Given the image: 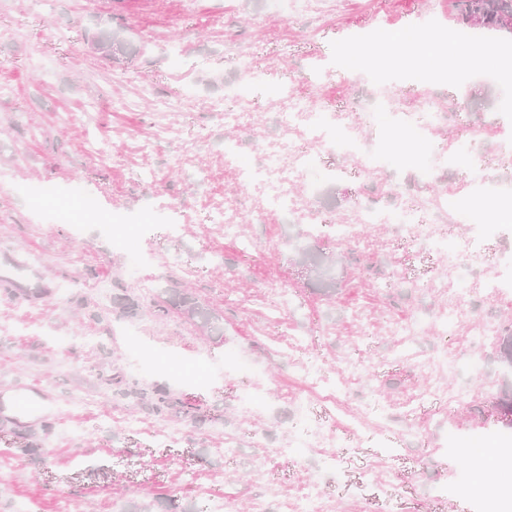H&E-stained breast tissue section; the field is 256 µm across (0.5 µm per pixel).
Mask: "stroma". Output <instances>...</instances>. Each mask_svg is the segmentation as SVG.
Listing matches in <instances>:
<instances>
[{
  "label": "stroma",
  "instance_id": "obj_1",
  "mask_svg": "<svg viewBox=\"0 0 512 512\" xmlns=\"http://www.w3.org/2000/svg\"><path fill=\"white\" fill-rule=\"evenodd\" d=\"M430 17L447 30L458 27L453 0H296L284 11L274 0H0V83L11 86L0 101V501L32 503L38 512H127L137 497L165 512L157 497L187 507L198 503L200 490L211 488L225 493L231 512H250L256 468L271 474L276 487L302 484L310 472L289 458H263L242 448L234 462H225V427L279 435L301 393L287 364L273 363L274 408L246 412L236 400L234 378L224 374V358L245 349L264 362L269 350L288 352L293 337L309 330L316 333L323 367L354 355L373 364L374 377L353 389V409L380 397L399 410L425 387L409 362H391L397 338L388 318L436 310L439 298L409 288L383 293L369 287L361 271L372 262L386 275L404 264L390 226L362 231L356 242H334L283 216L257 223L218 149L228 135L249 147L277 133L278 96L264 91L259 109L233 129L217 119L211 101L236 80L225 61L232 46H251L266 69L291 67L299 90L319 98L322 90L307 85L311 73L340 66L342 48L365 54L358 34H401ZM103 25L123 29L129 54L109 58L93 50L91 38ZM413 68L404 55L394 62L393 79L403 91L393 109L422 111L423 93H434L448 103L451 118L434 130L432 141L459 142L460 129L471 124L485 128V152L495 156L487 127L512 117V102L500 87L479 78L462 88L452 82L416 85ZM145 84L178 99L167 114L173 127L188 138L204 136L195 164L211 170L208 185L168 171L167 146L139 152L155 121L151 104L139 99ZM188 89L195 96L182 101ZM117 98L136 101L135 111H114ZM65 112L76 116L67 126L60 121ZM100 138L110 153L89 154L88 143ZM144 167L158 170L160 179L140 182L136 174ZM359 191L347 178L331 180L313 206L350 222ZM212 199L238 204L239 232L258 243V254L240 257L220 227L208 224L205 207ZM174 203L190 220L172 236L167 226ZM295 239L335 262V294L314 290L313 272L294 259ZM134 252L143 257L135 268L129 265ZM75 274L82 286L72 294L66 286ZM142 278L160 288H194L201 302L223 311V336H204L176 312L156 316L155 296L137 286ZM118 282L127 285L137 315L113 308ZM267 283L292 293L283 326H275L272 312L257 299ZM477 329L462 324L450 341L472 393L440 411L464 438L500 430L495 405L512 389V369L500 362L496 340H478ZM116 366L142 387L167 386L189 408V415L175 419L182 429L178 438L159 440L166 419L113 394ZM78 393L91 405L71 403L70 395ZM19 394L27 401L22 412L11 405ZM131 414L140 417L144 435L124 434ZM376 460V449L360 447L326 475L336 512H405L412 499L417 512H478L475 500L458 491L464 481H491L512 492L503 469L426 442L388 459L372 483L360 484L359 473L376 467ZM187 469L198 472L197 489L184 487ZM442 482L447 495L426 494L428 485Z\"/></svg>",
  "mask_w": 512,
  "mask_h": 512
}]
</instances>
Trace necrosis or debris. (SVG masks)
Returning a JSON list of instances; mask_svg holds the SVG:
<instances>
[{"mask_svg":"<svg viewBox=\"0 0 512 512\" xmlns=\"http://www.w3.org/2000/svg\"><path fill=\"white\" fill-rule=\"evenodd\" d=\"M228 61L238 72L234 87L222 99L214 101L212 111L218 112L225 126H239L250 111L258 107L256 93L270 83L269 76L255 66L245 48L229 56ZM281 107L277 114L282 135L259 140L254 145L260 156L259 164L239 165L237 143L224 144V162L237 165L242 185L252 205L255 217H265L279 210L310 226L319 237L336 242L358 239L361 225H394L395 245L409 258L431 260L440 267L432 278L412 277L407 267H399L379 281L381 290L413 288L441 296L443 305L432 319L421 314L393 315L389 329L398 336H418L432 326L441 335H449L460 324L470 321L473 310L469 297L479 288L495 296L512 294V249L490 255L489 243L512 235L508 224L475 223L472 233L464 238L455 235L453 217L462 201H469L473 210H481L490 202L512 200V140L500 149L497 162H490L482 148L480 129L465 130L467 145L450 148L430 145L431 155H439V163L430 158L419 167L422 178L432 181L441 166L462 167L475 178L465 185L464 195L431 194L422 196L407 189L405 183L387 179L379 196H357L353 205L358 215L354 224L336 223L335 219L314 211L310 199L322 185L350 172L362 182L377 180L382 172L397 170L403 156L406 139L426 140L432 128L447 122L449 114L444 103L426 98L422 112H395L391 115L393 147L366 141L356 119V112H335L316 106L307 96L294 93L291 70H283L278 78ZM142 98L151 100L156 119L143 139L144 150L169 146L168 165L171 169L191 168V155L201 147V140H187L166 120L171 111L169 100L156 96L152 88L141 91ZM305 183V192H297L296 184ZM456 279H449V271ZM455 359L447 346L434 347L428 357L415 360L414 367L427 380L424 393L407 405L399 420L385 419L379 401L369 400L360 415L343 413L350 398V381L372 375L373 368L363 357H351L344 365L324 369L314 356H301L293 362V376L303 393L299 415L292 420L287 433L272 439L265 430L237 429L224 438V457L231 460L243 445L262 449L268 456L296 459L311 464L315 449L335 445L334 462L349 459L350 446L369 445L394 451L401 445L419 441L420 431L414 423L417 413L430 404L445 400L452 388L444 382ZM230 374L241 383L240 403L250 410L267 408L271 403L268 385L270 370L254 361L249 354H240ZM252 512H335L334 502L327 496L321 477L315 476L289 495L277 498L262 493L252 500Z\"/></svg>","mask_w":512,"mask_h":512,"instance_id":"4bbe7bcc","label":"necrosis or debris"}]
</instances>
